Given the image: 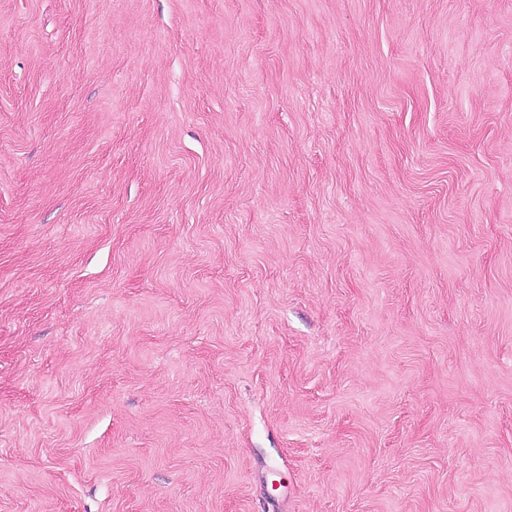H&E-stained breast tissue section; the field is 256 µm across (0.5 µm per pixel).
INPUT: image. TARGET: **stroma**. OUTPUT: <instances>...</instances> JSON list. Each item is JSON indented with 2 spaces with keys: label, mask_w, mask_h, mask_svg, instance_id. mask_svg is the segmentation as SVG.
Instances as JSON below:
<instances>
[{
  "label": "stroma",
  "mask_w": 512,
  "mask_h": 512,
  "mask_svg": "<svg viewBox=\"0 0 512 512\" xmlns=\"http://www.w3.org/2000/svg\"><path fill=\"white\" fill-rule=\"evenodd\" d=\"M0 512H512V0H0Z\"/></svg>",
  "instance_id": "obj_1"
}]
</instances>
